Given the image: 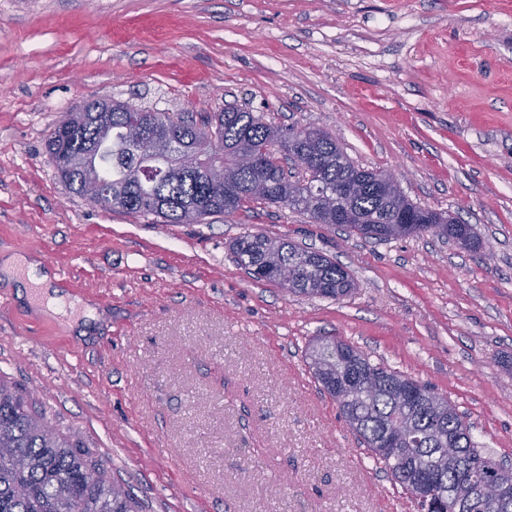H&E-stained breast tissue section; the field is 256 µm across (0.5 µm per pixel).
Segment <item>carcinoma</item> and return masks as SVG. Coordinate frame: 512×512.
<instances>
[{
  "label": "carcinoma",
  "instance_id": "carcinoma-1",
  "mask_svg": "<svg viewBox=\"0 0 512 512\" xmlns=\"http://www.w3.org/2000/svg\"><path fill=\"white\" fill-rule=\"evenodd\" d=\"M103 122L70 112L56 124L47 153L67 189L85 196L92 174L112 186V197L98 205L162 224H200L209 216H231L259 205L277 204L312 224L333 226L336 210L351 219L350 235L388 241L431 233L468 244L471 225L412 203L393 175L356 164L331 133L295 129L264 121L247 107L228 106L202 125L181 112H137L120 102L95 101ZM175 143L173 165L163 168L142 151L140 123ZM253 155L244 165L240 153ZM414 214L405 232L392 228L393 215ZM238 265L258 281L293 295L339 300L355 283L329 256L286 238L247 232L231 244ZM315 380L336 401L341 416L384 470L409 494L413 475L427 480L435 512H461L470 489L485 488L484 500L468 512H499L492 485L512 468L476 448L470 425L447 398L423 386L410 395L414 380L382 363H373L354 346L325 339L310 352ZM454 443L461 459L441 449ZM101 464L86 455L74 434L52 426L23 391L0 378V512H137L123 489L102 477Z\"/></svg>",
  "mask_w": 512,
  "mask_h": 512
}]
</instances>
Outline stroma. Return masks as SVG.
I'll use <instances>...</instances> for the list:
<instances>
[{"instance_id": "obj_1", "label": "stroma", "mask_w": 512, "mask_h": 512, "mask_svg": "<svg viewBox=\"0 0 512 512\" xmlns=\"http://www.w3.org/2000/svg\"><path fill=\"white\" fill-rule=\"evenodd\" d=\"M95 100L328 131L479 244L348 238L274 205L202 224L104 210L46 152ZM246 232L336 258L355 290L255 281L230 251ZM4 246L57 275L63 306L0 272V377L142 512H419L308 351L333 336L430 386L512 465V0H0Z\"/></svg>"}]
</instances>
